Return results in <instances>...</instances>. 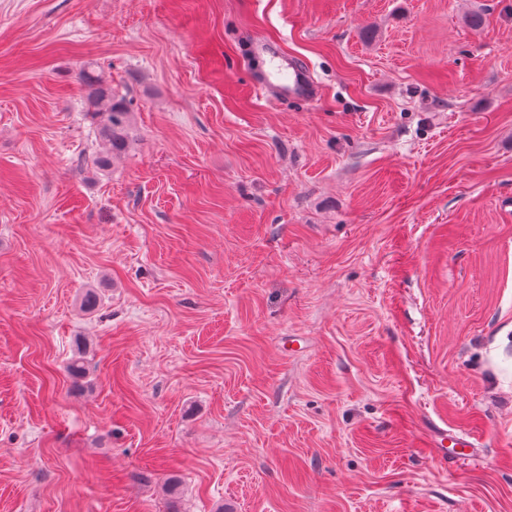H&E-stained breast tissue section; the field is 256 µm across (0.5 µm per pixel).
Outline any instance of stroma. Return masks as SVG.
Listing matches in <instances>:
<instances>
[{
    "mask_svg": "<svg viewBox=\"0 0 512 512\" xmlns=\"http://www.w3.org/2000/svg\"><path fill=\"white\" fill-rule=\"evenodd\" d=\"M85 61L135 118L105 175ZM173 475L180 512H512V0H0V512ZM248 50L255 60H265V66L253 71L255 86L279 101L311 102L318 97L319 83L305 63L282 54L262 37L253 38ZM448 443L460 448H466L467 453L465 455L467 457L472 458L474 456V451L471 448H475L476 444L471 436L448 434L447 430L435 432L429 439L427 448H437L438 452L446 454Z\"/></svg>",
    "mask_w": 512,
    "mask_h": 512,
    "instance_id": "1",
    "label": "stroma"
}]
</instances>
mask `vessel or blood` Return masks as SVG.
Wrapping results in <instances>:
<instances>
[{
	"label": "vessel or blood",
	"mask_w": 512,
	"mask_h": 512,
	"mask_svg": "<svg viewBox=\"0 0 512 512\" xmlns=\"http://www.w3.org/2000/svg\"><path fill=\"white\" fill-rule=\"evenodd\" d=\"M249 53L262 63L261 68L253 72L254 85L268 90L276 100L311 102L318 97L319 83L311 69L299 59L282 54L262 37L252 39ZM428 445L442 452L450 445L471 449L475 443L471 436L443 430L434 433Z\"/></svg>",
	"instance_id": "obj_1"
}]
</instances>
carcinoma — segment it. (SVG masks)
Returning <instances> with one entry per match:
<instances>
[{
  "label": "carcinoma",
  "mask_w": 512,
  "mask_h": 512,
  "mask_svg": "<svg viewBox=\"0 0 512 512\" xmlns=\"http://www.w3.org/2000/svg\"><path fill=\"white\" fill-rule=\"evenodd\" d=\"M80 79L87 91V100L97 120L98 134L104 150L93 159V165L105 169L126 154L132 141L133 112L126 98L112 90V85L96 72L95 65L85 64Z\"/></svg>",
  "instance_id": "obj_1"
}]
</instances>
